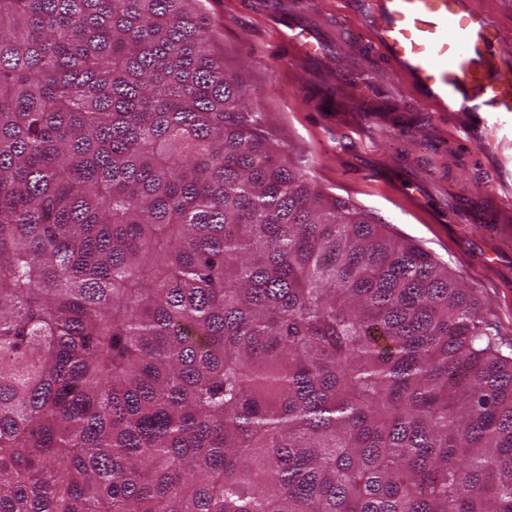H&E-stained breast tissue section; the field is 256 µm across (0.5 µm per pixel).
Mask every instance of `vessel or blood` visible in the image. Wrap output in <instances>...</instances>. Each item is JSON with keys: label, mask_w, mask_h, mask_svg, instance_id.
Here are the masks:
<instances>
[{"label": "vessel or blood", "mask_w": 512, "mask_h": 512, "mask_svg": "<svg viewBox=\"0 0 512 512\" xmlns=\"http://www.w3.org/2000/svg\"><path fill=\"white\" fill-rule=\"evenodd\" d=\"M359 8L365 44H337L311 23L309 0L286 7L267 0L279 40L321 85L340 112L487 114L485 150L505 138L500 117L512 119V35L481 0H349ZM392 67L406 90L390 97L379 79Z\"/></svg>", "instance_id": "vessel-or-blood-1"}]
</instances>
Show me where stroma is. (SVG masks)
I'll return each mask as SVG.
<instances>
[{
	"label": "stroma",
	"instance_id": "obj_1",
	"mask_svg": "<svg viewBox=\"0 0 512 512\" xmlns=\"http://www.w3.org/2000/svg\"><path fill=\"white\" fill-rule=\"evenodd\" d=\"M197 7L225 68L242 79L248 106L288 164L446 265L512 343V212L482 223L495 198H472L501 175L497 157L481 145L478 119L462 141L445 115L314 111L310 78L256 0H198Z\"/></svg>",
	"mask_w": 512,
	"mask_h": 512
}]
</instances>
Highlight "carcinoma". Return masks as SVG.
<instances>
[{"instance_id": "1", "label": "carcinoma", "mask_w": 512, "mask_h": 512, "mask_svg": "<svg viewBox=\"0 0 512 512\" xmlns=\"http://www.w3.org/2000/svg\"><path fill=\"white\" fill-rule=\"evenodd\" d=\"M0 512H512L488 313L192 0H0Z\"/></svg>"}]
</instances>
